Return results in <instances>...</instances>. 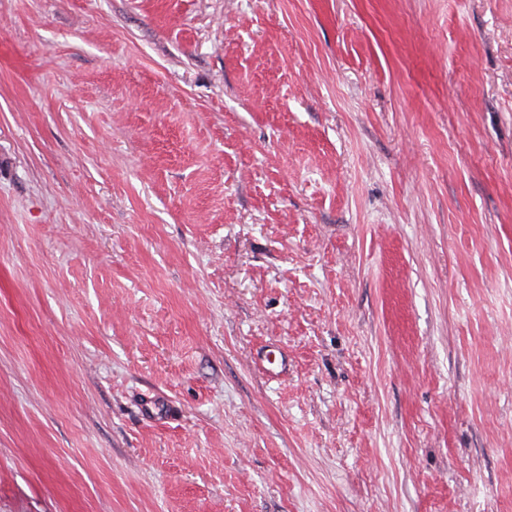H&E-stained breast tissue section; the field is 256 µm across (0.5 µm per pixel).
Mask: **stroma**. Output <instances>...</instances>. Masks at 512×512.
Segmentation results:
<instances>
[{
    "mask_svg": "<svg viewBox=\"0 0 512 512\" xmlns=\"http://www.w3.org/2000/svg\"><path fill=\"white\" fill-rule=\"evenodd\" d=\"M0 512H512V0H0Z\"/></svg>",
    "mask_w": 512,
    "mask_h": 512,
    "instance_id": "35a3bbf8",
    "label": "stroma"
}]
</instances>
